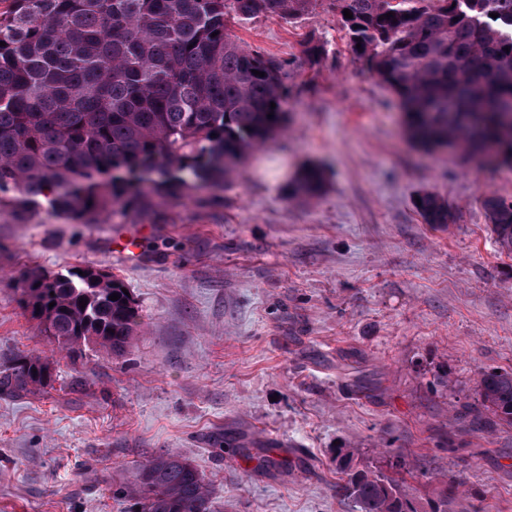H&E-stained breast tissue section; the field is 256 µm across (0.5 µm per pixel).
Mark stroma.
Masks as SVG:
<instances>
[{"label":"stroma","instance_id":"stroma-1","mask_svg":"<svg viewBox=\"0 0 512 512\" xmlns=\"http://www.w3.org/2000/svg\"><path fill=\"white\" fill-rule=\"evenodd\" d=\"M229 32L295 65L282 128L219 204L194 190L91 224L0 210V372L21 353L54 368L48 387L0 392V512H127L136 467L164 451L203 474L215 512H356L334 491L338 448L397 462L419 502L448 482L451 512H512V428H485L478 387L512 369V257L482 206L512 200V169L414 145L323 0ZM309 36L327 51L317 74L297 63ZM310 163L325 193L290 200ZM425 192L455 224L424 223ZM139 225L132 261L118 241ZM85 265L124 280L140 326L125 353L91 343L73 361L20 281Z\"/></svg>","mask_w":512,"mask_h":512}]
</instances>
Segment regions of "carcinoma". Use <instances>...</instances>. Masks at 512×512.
I'll use <instances>...</instances> for the list:
<instances>
[{"label":"carcinoma","mask_w":512,"mask_h":512,"mask_svg":"<svg viewBox=\"0 0 512 512\" xmlns=\"http://www.w3.org/2000/svg\"><path fill=\"white\" fill-rule=\"evenodd\" d=\"M317 2L0 0V209L23 216L44 200L84 224L101 212L148 209L152 192L173 196L219 181L283 126L294 64L243 47L229 22L292 19ZM327 2L349 50L395 97L418 146L512 166V50L504 51L512 47V0ZM325 57L323 43L302 44L308 69L320 70ZM325 186L323 170L310 164L288 196L315 199ZM419 199L425 223H456L447 199ZM483 208L501 252L511 255L512 201L488 196ZM79 270L24 275L25 312L71 356L89 343L125 351L140 324L125 282ZM115 293L120 298L109 299ZM41 366L39 357L18 356L0 375V390L21 395L49 385ZM479 388L494 423L511 428L512 372H484ZM334 462L342 475L336 494L357 512H420L405 478L357 464L348 448L336 449ZM128 496L140 512H214L203 475L174 453L138 467Z\"/></svg>","instance_id":"obj_1"}]
</instances>
